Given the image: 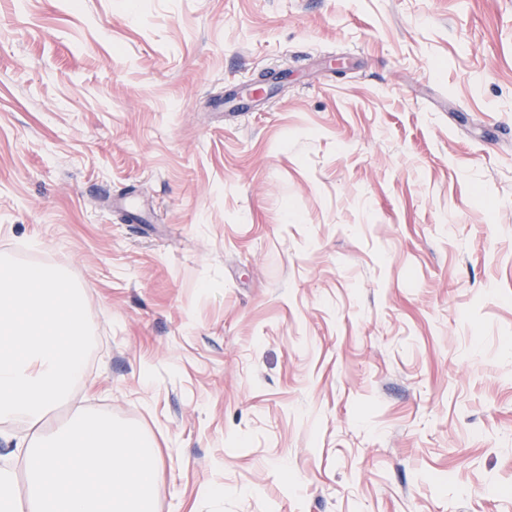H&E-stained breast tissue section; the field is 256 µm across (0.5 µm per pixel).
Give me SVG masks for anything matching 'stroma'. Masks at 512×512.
Here are the masks:
<instances>
[{
  "instance_id": "stroma-1",
  "label": "stroma",
  "mask_w": 512,
  "mask_h": 512,
  "mask_svg": "<svg viewBox=\"0 0 512 512\" xmlns=\"http://www.w3.org/2000/svg\"><path fill=\"white\" fill-rule=\"evenodd\" d=\"M0 255L155 512H512V0H0Z\"/></svg>"
}]
</instances>
